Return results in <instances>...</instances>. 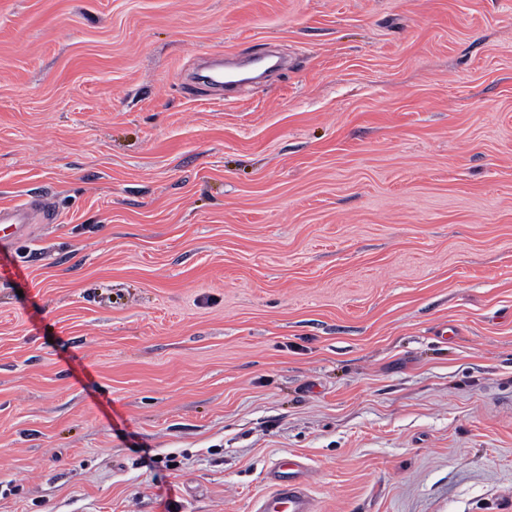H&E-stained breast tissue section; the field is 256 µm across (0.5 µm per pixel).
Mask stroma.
<instances>
[{"mask_svg": "<svg viewBox=\"0 0 512 512\" xmlns=\"http://www.w3.org/2000/svg\"><path fill=\"white\" fill-rule=\"evenodd\" d=\"M287 65L231 95L207 59ZM0 512H512V0H0ZM36 211L33 200L0 207V255L25 236ZM269 491L260 500L258 512H315L310 493V469L303 457H278L266 473Z\"/></svg>", "mask_w": 512, "mask_h": 512, "instance_id": "35a3bbf8", "label": "stroma"}]
</instances>
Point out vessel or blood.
Segmentation results:
<instances>
[{
    "label": "vessel or blood",
    "mask_w": 512,
    "mask_h": 512,
    "mask_svg": "<svg viewBox=\"0 0 512 512\" xmlns=\"http://www.w3.org/2000/svg\"><path fill=\"white\" fill-rule=\"evenodd\" d=\"M35 212L36 204L31 200L0 207V252L25 236ZM266 481L269 490L260 500L259 512H315L310 469L303 457H278L269 467Z\"/></svg>",
    "instance_id": "b4317fda"
}]
</instances>
